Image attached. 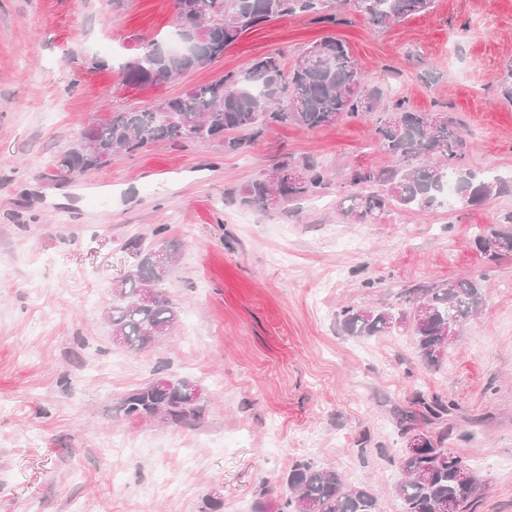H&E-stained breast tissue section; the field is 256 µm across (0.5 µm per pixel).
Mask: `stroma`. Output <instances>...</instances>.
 <instances>
[{"label": "stroma", "instance_id": "stroma-1", "mask_svg": "<svg viewBox=\"0 0 512 512\" xmlns=\"http://www.w3.org/2000/svg\"><path fill=\"white\" fill-rule=\"evenodd\" d=\"M342 21L306 16L243 34L206 68L136 88L122 65L174 34V0H0V512H249L261 482L299 460L371 486L400 512L398 411L416 395L459 408L448 449L487 488L474 512H512V255L474 237L512 212V191L427 212L388 206L363 222L337 205L353 170L391 165L370 117L275 127L236 153L157 142L62 180L52 161L120 106L216 80L254 59L292 61L315 40L345 42L386 102L458 120L480 176L512 180V0H435L379 29L339 0ZM311 158L332 179L283 211L241 204L273 163ZM177 239L162 290L180 308L153 347L113 345L112 284L148 248ZM484 279L485 303L437 369L411 337L357 339L344 307H402L405 290ZM178 375L204 391L193 427L117 415L119 398Z\"/></svg>", "mask_w": 512, "mask_h": 512}]
</instances>
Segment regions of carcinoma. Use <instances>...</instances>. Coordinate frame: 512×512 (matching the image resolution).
I'll return each mask as SVG.
<instances>
[{"label": "carcinoma", "mask_w": 512, "mask_h": 512, "mask_svg": "<svg viewBox=\"0 0 512 512\" xmlns=\"http://www.w3.org/2000/svg\"><path fill=\"white\" fill-rule=\"evenodd\" d=\"M435 0H360L357 11L375 26L387 27L412 15L427 13ZM203 23L186 11L177 14L180 31L192 33L199 43L193 55H172L153 42L122 67L124 82L152 86L189 70L202 69L224 53L247 31L288 15H306L336 24V0H210ZM383 93L368 88L346 45L335 38L311 43L287 65L280 55L260 57L250 67L228 71L218 80L199 84L171 97L158 109L119 108L91 124L93 145L82 138L54 159L56 172L84 174L109 165L117 155H133L162 141L209 145L227 153L255 144L276 126L299 125L308 129L336 123L344 116L375 115L374 131L380 147L394 164L380 169H357L350 176L355 192L340 203L342 214L366 220L390 203L406 209L428 211L436 206L448 170H454L457 195L478 205L506 188L501 178H478L466 168L467 144L456 120L440 111H416L398 100L382 108ZM280 169L298 168L301 180L270 183L262 175L244 190L241 203L264 211L283 206L328 187L325 170L306 160H285ZM491 242L512 249V213L490 225L475 238L484 261L498 264L503 254L488 250ZM152 253L143 255L136 269L112 285V306L105 318L112 332L122 336L130 350H144L169 335L179 321L178 307L161 291L170 268L157 269ZM484 285L468 278L413 288L410 306L395 313L390 308L346 307L341 311L343 331L354 337H375L400 330L412 336L419 356L428 367L437 366L448 350V329H460L484 305ZM191 425L199 417L198 405L142 385L124 395L116 412L126 418H155ZM457 405L442 396L419 394L414 407L397 418L401 434L424 425L427 441L412 455L397 458L399 480L395 493L401 512H445L448 501L458 512H470L486 482L470 473L472 489L457 486L455 475L467 468L463 457L448 452L446 443L454 426L429 429L455 414ZM273 488L263 483L252 512H379L378 500L368 486L348 487L331 468L298 461L284 478L279 500L269 499Z\"/></svg>", "instance_id": "cac0c4a2"}]
</instances>
